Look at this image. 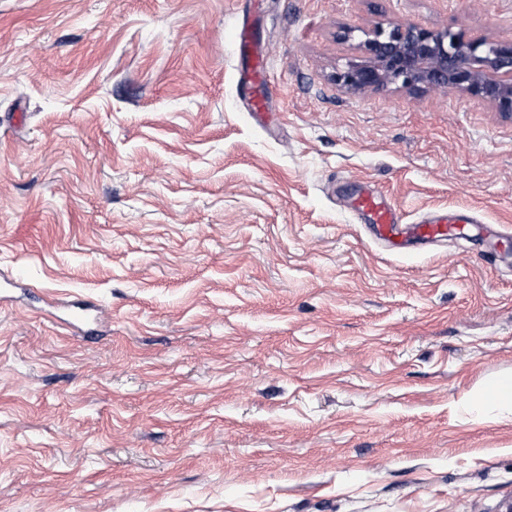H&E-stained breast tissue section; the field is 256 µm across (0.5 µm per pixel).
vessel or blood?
<instances>
[{"mask_svg":"<svg viewBox=\"0 0 512 512\" xmlns=\"http://www.w3.org/2000/svg\"><path fill=\"white\" fill-rule=\"evenodd\" d=\"M240 47L249 53L252 61L248 80L251 85V103L254 111H262L264 101L271 92L265 58L260 48L249 38H242ZM351 207L357 216L364 218L374 237L390 246L404 243L425 245L450 236L460 224L475 223V216L466 210L440 213L425 218L420 223H406L403 213L383 194L366 191L357 195Z\"/></svg>","mask_w":512,"mask_h":512,"instance_id":"vessel-or-blood-1","label":"vessel or blood"}]
</instances>
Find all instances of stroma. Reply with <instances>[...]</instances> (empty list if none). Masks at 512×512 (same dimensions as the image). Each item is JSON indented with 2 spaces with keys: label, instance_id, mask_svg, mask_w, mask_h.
<instances>
[{
  "label": "stroma",
  "instance_id": "obj_1",
  "mask_svg": "<svg viewBox=\"0 0 512 512\" xmlns=\"http://www.w3.org/2000/svg\"><path fill=\"white\" fill-rule=\"evenodd\" d=\"M392 22L512 0H0V512H504L457 406L512 372V118L339 89ZM366 188L480 223L390 252ZM241 50L249 53L252 61L251 73L248 80L251 85L252 109L257 115H261L265 98L271 93L270 80L267 77L265 58L260 48L247 36L241 37Z\"/></svg>",
  "mask_w": 512,
  "mask_h": 512
}]
</instances>
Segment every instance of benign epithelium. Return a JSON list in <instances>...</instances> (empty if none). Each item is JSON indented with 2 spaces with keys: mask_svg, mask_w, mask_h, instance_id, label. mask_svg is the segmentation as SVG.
Masks as SVG:
<instances>
[{
  "mask_svg": "<svg viewBox=\"0 0 512 512\" xmlns=\"http://www.w3.org/2000/svg\"><path fill=\"white\" fill-rule=\"evenodd\" d=\"M364 36L358 45L363 60L336 74L340 89L378 91L396 84L413 91L448 88L512 116V43L399 23Z\"/></svg>",
  "mask_w": 512,
  "mask_h": 512,
  "instance_id": "obj_1",
  "label": "benign epithelium"
}]
</instances>
